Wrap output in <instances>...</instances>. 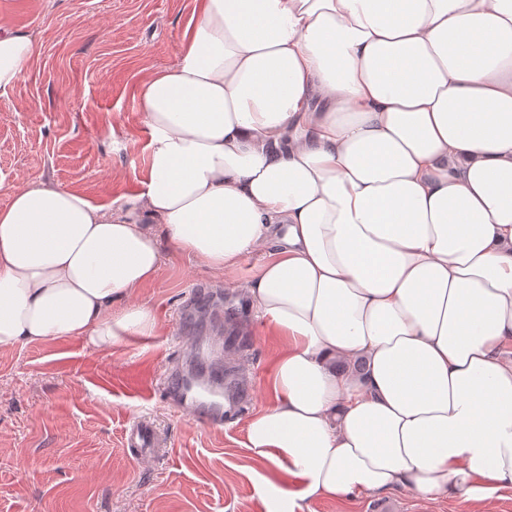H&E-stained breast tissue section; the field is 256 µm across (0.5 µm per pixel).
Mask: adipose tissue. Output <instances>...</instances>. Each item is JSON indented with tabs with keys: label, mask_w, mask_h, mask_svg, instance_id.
Segmentation results:
<instances>
[{
	"label": "adipose tissue",
	"mask_w": 512,
	"mask_h": 512,
	"mask_svg": "<svg viewBox=\"0 0 512 512\" xmlns=\"http://www.w3.org/2000/svg\"><path fill=\"white\" fill-rule=\"evenodd\" d=\"M39 55L0 22V98ZM137 195L0 207V348L156 329L163 246L287 340L258 454L310 497L512 490V0H203L144 79Z\"/></svg>",
	"instance_id": "ef3b65f1"
}]
</instances>
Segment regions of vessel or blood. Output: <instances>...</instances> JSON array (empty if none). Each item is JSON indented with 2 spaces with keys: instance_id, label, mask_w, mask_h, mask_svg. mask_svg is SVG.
<instances>
[{
  "instance_id": "vessel-or-blood-1",
  "label": "vessel or blood",
  "mask_w": 512,
  "mask_h": 512,
  "mask_svg": "<svg viewBox=\"0 0 512 512\" xmlns=\"http://www.w3.org/2000/svg\"><path fill=\"white\" fill-rule=\"evenodd\" d=\"M224 339H209L202 351L187 348L188 362L171 365L159 389L165 402L178 413H189L208 426L221 427L233 421L224 410L225 393L245 390L236 366L224 359ZM126 446L136 457H151L164 442L150 421L133 422L125 433Z\"/></svg>"
}]
</instances>
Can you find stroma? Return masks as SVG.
Wrapping results in <instances>:
<instances>
[{
    "mask_svg": "<svg viewBox=\"0 0 512 512\" xmlns=\"http://www.w3.org/2000/svg\"><path fill=\"white\" fill-rule=\"evenodd\" d=\"M199 0H0V20L32 32L38 59L10 98L0 99V207L24 178H49L97 203L136 193L146 173L148 131L137 91L172 66ZM234 280L215 279L200 259L165 250L139 300L157 317L150 336L111 350L78 339L0 348V512H273L265 482L300 490L270 459L248 448V420L223 429L175 414L148 388L177 353L178 337H208L238 311L250 351L233 354L249 377L252 411L265 408L276 337L254 332L241 296L260 261ZM144 417L166 439L152 458L125 446ZM303 512H512V490L483 506L428 500L406 490L338 502L303 501Z\"/></svg>",
    "mask_w": 512,
    "mask_h": 512,
    "instance_id": "35a3bbf8",
    "label": "stroma"
}]
</instances>
